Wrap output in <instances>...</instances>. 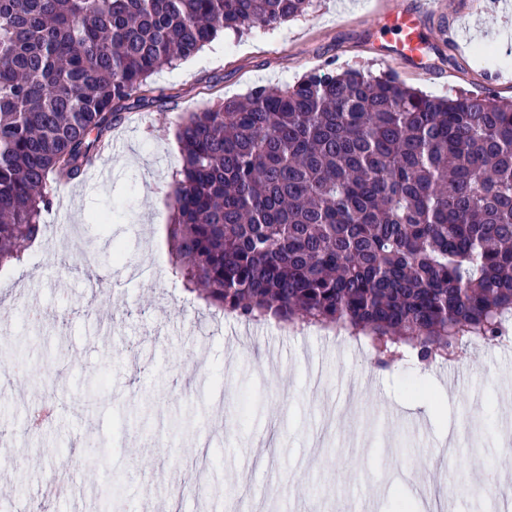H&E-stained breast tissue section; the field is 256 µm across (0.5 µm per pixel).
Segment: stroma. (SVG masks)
I'll use <instances>...</instances> for the list:
<instances>
[{
	"label": "stroma",
	"mask_w": 512,
	"mask_h": 512,
	"mask_svg": "<svg viewBox=\"0 0 512 512\" xmlns=\"http://www.w3.org/2000/svg\"><path fill=\"white\" fill-rule=\"evenodd\" d=\"M419 0H314L303 17L274 27L224 34L195 57L162 68L150 82L164 106H145L118 127L119 145L102 153L111 179L62 185L41 222L68 219L70 233H45L22 262L0 268V354L23 363L25 381L0 390V494L25 489L33 512H104L105 487L121 486L115 512H229L253 482L264 487L263 512H392L399 500L432 495L422 475L433 468L441 432H460L453 470L463 481L485 473L490 493L465 491L446 512H505L512 490L499 487L500 383L512 378V346L471 349L456 395L434 419L415 415L404 385L447 388L446 368L403 361L375 365L350 338L318 330L282 331L278 323H245L205 308L169 273L166 226L180 146V117L235 99L259 85H282L326 64L379 74L393 71L434 96L459 92L512 98V58L477 55L469 31L485 44L512 40V9L501 0H442L426 11L425 35L435 50L428 73L382 62L380 16ZM111 223L93 224V214ZM108 273L103 287L57 258L87 248ZM121 250L123 262L112 253ZM39 310L41 329L26 313ZM275 348L265 359L267 348ZM323 366L324 389L310 391L308 360ZM54 410L43 427L24 426L27 412ZM396 415L384 426L388 415ZM267 436L263 463L252 440ZM213 464L199 493L171 498L201 444ZM106 449L87 477L85 454ZM64 474L71 491L44 495V479Z\"/></svg>",
	"instance_id": "stroma-1"
}]
</instances>
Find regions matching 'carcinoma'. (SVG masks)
Segmentation results:
<instances>
[{
    "instance_id": "1",
    "label": "carcinoma",
    "mask_w": 512,
    "mask_h": 512,
    "mask_svg": "<svg viewBox=\"0 0 512 512\" xmlns=\"http://www.w3.org/2000/svg\"><path fill=\"white\" fill-rule=\"evenodd\" d=\"M312 0H0V267L43 234L159 69ZM171 274L241 321L340 328L375 362L512 322V100L328 66L177 124Z\"/></svg>"
}]
</instances>
